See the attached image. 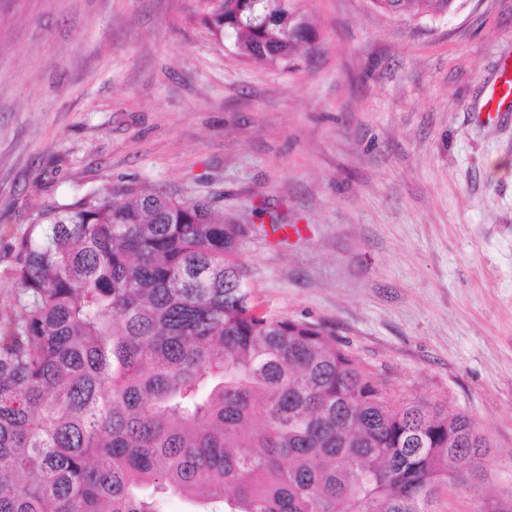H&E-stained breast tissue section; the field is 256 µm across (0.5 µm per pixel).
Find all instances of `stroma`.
<instances>
[{"label": "stroma", "mask_w": 512, "mask_h": 512, "mask_svg": "<svg viewBox=\"0 0 512 512\" xmlns=\"http://www.w3.org/2000/svg\"><path fill=\"white\" fill-rule=\"evenodd\" d=\"M301 6L319 52L287 72L216 44L199 0H0V309L43 205L219 194L260 308L326 323L397 399L488 438L441 512H512V112L484 109L512 0ZM456 0H373L376 8L394 17H434L448 14Z\"/></svg>", "instance_id": "stroma-1"}]
</instances>
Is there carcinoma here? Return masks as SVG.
<instances>
[{
    "mask_svg": "<svg viewBox=\"0 0 512 512\" xmlns=\"http://www.w3.org/2000/svg\"><path fill=\"white\" fill-rule=\"evenodd\" d=\"M456 0H373L394 17ZM299 0L195 12L245 61L316 49ZM215 197L110 185L39 210L0 312V512H437L485 476L466 415L400 402L327 325L261 311Z\"/></svg>",
    "mask_w": 512,
    "mask_h": 512,
    "instance_id": "cac0c4a2",
    "label": "carcinoma"
}]
</instances>
